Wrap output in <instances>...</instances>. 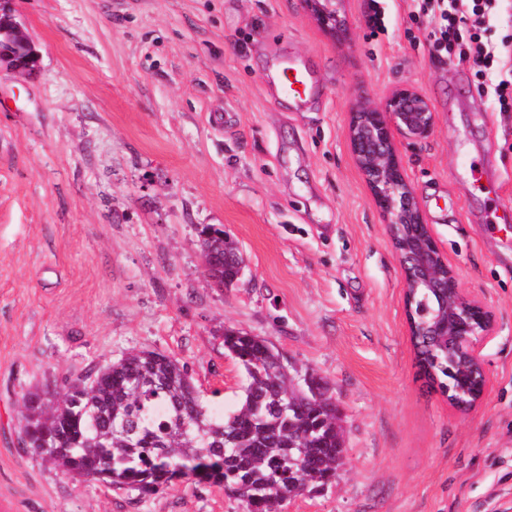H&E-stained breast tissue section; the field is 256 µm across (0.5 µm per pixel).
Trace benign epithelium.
Wrapping results in <instances>:
<instances>
[{
    "mask_svg": "<svg viewBox=\"0 0 512 512\" xmlns=\"http://www.w3.org/2000/svg\"><path fill=\"white\" fill-rule=\"evenodd\" d=\"M0 0V71L30 73L37 67L35 52L18 57V49L30 48L28 35ZM317 22L336 39L347 31L343 0H303ZM435 128V114L428 101L409 88L394 90L379 105H364L352 113L349 127L350 147L365 176L376 207L390 236L405 274V298L413 302V293L421 289L435 297L437 309L431 320L418 327L409 314L412 336H433L450 355L466 361L468 377L479 384V391L465 396L441 394L458 411H468L483 397L488 377L484 369L483 349L495 335L494 315L483 302L462 288L456 271L437 247L416 201L414 189L406 178L395 137L412 142L429 138ZM246 266L237 252L224 249V270L238 280Z\"/></svg>",
    "mask_w": 512,
    "mask_h": 512,
    "instance_id": "7a95c632",
    "label": "benign epithelium"
}]
</instances>
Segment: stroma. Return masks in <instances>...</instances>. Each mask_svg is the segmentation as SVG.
I'll use <instances>...</instances> for the list:
<instances>
[{
  "label": "stroma",
  "mask_w": 512,
  "mask_h": 512,
  "mask_svg": "<svg viewBox=\"0 0 512 512\" xmlns=\"http://www.w3.org/2000/svg\"><path fill=\"white\" fill-rule=\"evenodd\" d=\"M345 0L338 44L302 0H9L38 57L0 73V503L10 512H244L180 481L141 497L62 476L23 447L21 396L151 350L184 364L211 415L245 374L224 348L260 336L296 382L323 379L345 439L336 482L282 512H512V112L437 50L411 0ZM303 61L319 92L268 79ZM399 88L435 130L397 139L460 283L493 312L485 395L449 406L418 377L405 277L349 145L352 112ZM223 226L247 268L214 288L197 230Z\"/></svg>",
  "instance_id": "obj_1"
}]
</instances>
